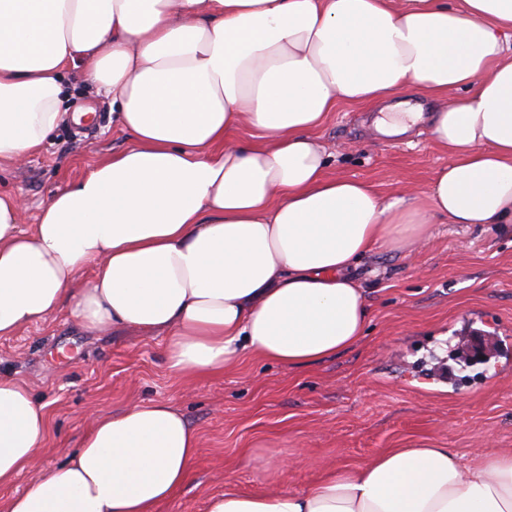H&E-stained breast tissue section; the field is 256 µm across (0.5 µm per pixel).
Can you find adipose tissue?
Wrapping results in <instances>:
<instances>
[{
    "mask_svg": "<svg viewBox=\"0 0 512 512\" xmlns=\"http://www.w3.org/2000/svg\"><path fill=\"white\" fill-rule=\"evenodd\" d=\"M69 67L133 144L58 189L32 230L0 195V337L65 305L89 332L164 335L181 376L249 354L310 366L365 332L362 258L420 247L437 223H512V0H0V162L59 126ZM411 87L453 100L374 126L398 138L428 121L452 161L427 192L388 200L330 175L314 137L329 112ZM47 432L29 388L0 377V486ZM198 446L167 402L94 413L0 512H155ZM207 512H512V454L390 448L300 493L226 490Z\"/></svg>",
    "mask_w": 512,
    "mask_h": 512,
    "instance_id": "obj_1",
    "label": "adipose tissue"
}]
</instances>
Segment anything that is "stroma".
Segmentation results:
<instances>
[{
  "instance_id": "stroma-1",
  "label": "stroma",
  "mask_w": 512,
  "mask_h": 512,
  "mask_svg": "<svg viewBox=\"0 0 512 512\" xmlns=\"http://www.w3.org/2000/svg\"><path fill=\"white\" fill-rule=\"evenodd\" d=\"M64 108L96 109L93 123L64 120L40 150L0 163V193L22 196L20 224L36 223L60 186L131 146L112 109L67 69ZM369 107L343 105L316 136L329 174L371 184L385 197L426 192L450 157L426 126L381 137ZM370 321L354 346L291 368L256 357L226 372L183 379L162 336L110 327L85 331L67 309L0 337V375L22 381L50 419L42 453L4 501L27 490L82 440L87 416L150 401L173 404L199 434L188 481L157 512H206L210 497L238 487L306 491L321 467H355L389 448L429 442L464 458L512 453V224H438L410 252H373L356 269ZM481 336L488 357L466 364L460 340ZM295 465L276 469L275 455Z\"/></svg>"
}]
</instances>
